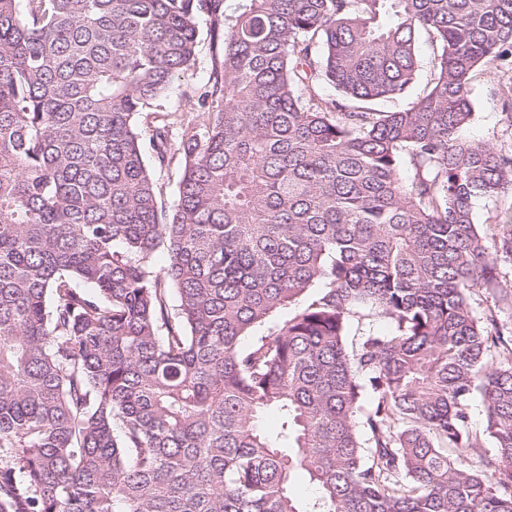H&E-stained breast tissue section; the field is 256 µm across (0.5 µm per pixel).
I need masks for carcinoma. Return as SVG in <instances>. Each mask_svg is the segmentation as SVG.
<instances>
[{
	"instance_id": "carcinoma-1",
	"label": "carcinoma",
	"mask_w": 512,
	"mask_h": 512,
	"mask_svg": "<svg viewBox=\"0 0 512 512\" xmlns=\"http://www.w3.org/2000/svg\"><path fill=\"white\" fill-rule=\"evenodd\" d=\"M483 67L512 75V0H0V512H512V230L475 218L512 150L459 138ZM198 28L199 47L195 67L174 81L167 97L162 102L166 111L175 112L173 118H177L178 121L195 120L198 113L205 110L200 108L198 95L204 91L209 79L212 49L209 24L205 20H201ZM180 176V162L175 160L168 168L156 171V179L158 185L161 187L162 200L170 205L177 192V182Z\"/></svg>"
}]
</instances>
